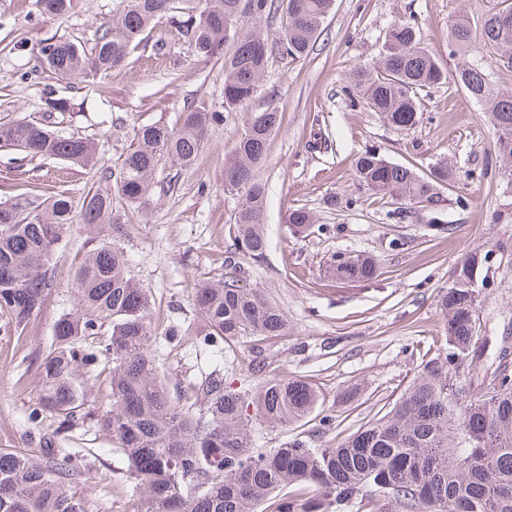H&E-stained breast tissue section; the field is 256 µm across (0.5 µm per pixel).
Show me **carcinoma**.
I'll list each match as a JSON object with an SVG mask.
<instances>
[{"instance_id": "carcinoma-1", "label": "carcinoma", "mask_w": 512, "mask_h": 512, "mask_svg": "<svg viewBox=\"0 0 512 512\" xmlns=\"http://www.w3.org/2000/svg\"><path fill=\"white\" fill-rule=\"evenodd\" d=\"M286 3L278 40L267 43L245 28L246 20L267 18ZM335 0H123L111 26L86 50L70 40L42 48L41 65L60 77L94 76L120 68L136 41L155 21L168 17L203 60L224 55V107L249 101L273 54H306L320 34ZM185 15L181 21L177 15ZM486 56H468L474 45ZM450 53L460 57L454 74L430 53L418 27L392 24L373 66L350 74L349 91L388 124L410 129L422 118V93L453 79L490 112L498 171L512 189V92L492 80L512 68V9L486 14L477 23L461 19L448 33ZM224 121L221 112L194 107L179 125L148 124L137 129L115 183L98 185L81 202L65 193L21 194L0 201V313L24 332L31 316L57 287L56 244L72 231L74 213L88 227L112 226V191L142 204L155 172L168 160L190 165L209 133ZM280 112L255 115L234 154L224 162V190L244 200L235 215L236 254L263 255L265 188L256 170L265 162ZM0 147L80 166L97 164L93 141L29 121H1ZM355 176L374 195L413 205L430 202L436 187L450 180L438 162L425 179L375 150L362 152ZM287 223L309 230L313 216L303 208L288 212ZM486 257L465 255L437 305L448 317L444 344L422 364L399 401L336 445L315 448L296 438L280 448L253 446V420L272 427L298 423L320 404L316 388L302 379L264 376L266 365L251 368L258 384L234 389L213 370L186 393L173 396L163 382L146 291L127 270L123 251L106 240L88 251L74 279L78 303L60 317L40 364L42 409L73 426L83 406L77 379L99 360L90 340L107 335L112 355V405L102 415L104 429L118 441L127 462L125 476L141 490L138 512H512V371L498 365L488 389L470 398L464 368L482 359L477 305ZM222 282L195 295L203 323L192 332L201 353H224V342L249 333L282 336L287 321L257 288L240 285L237 263L226 264ZM330 273L340 280L369 281L377 266L370 258L338 255ZM254 409L250 415L248 409ZM82 457L66 448H46L36 458L0 450V512H86L63 480L81 473Z\"/></svg>"}]
</instances>
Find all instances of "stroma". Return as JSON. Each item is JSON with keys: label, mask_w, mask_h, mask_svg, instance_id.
<instances>
[{"label": "stroma", "mask_w": 512, "mask_h": 512, "mask_svg": "<svg viewBox=\"0 0 512 512\" xmlns=\"http://www.w3.org/2000/svg\"><path fill=\"white\" fill-rule=\"evenodd\" d=\"M120 0H71L62 16L42 15L38 0H0V118L39 122L45 99L70 100L56 114L61 129L94 140L99 164L85 169L60 160L32 159L0 148V200L37 192L81 199L107 173L118 172L135 131L145 124L176 126L194 106L223 113L190 166L166 163L156 173L144 206L114 197L121 222L112 241L128 261L131 277L152 298V348L171 394L186 389L200 370L223 371L227 384H243L251 365L272 375L302 378L321 394L322 409L283 427L256 423V447L278 448L295 438L329 446L382 416L405 392L422 363L443 344L445 318L436 300L451 282L459 258L488 256L489 282L479 294L482 362L464 377L473 396L485 393L487 372L512 364V190L495 171L497 150L487 112L454 83L431 89L423 115L411 129L384 123L344 91L356 66L375 61L388 27L409 20L448 70V30L460 18L477 19L512 0H336L309 53L269 58L249 102L224 109V59L199 60L168 19L147 29L125 65L87 78H60L41 68L42 47L68 39L90 47L112 22ZM281 112L258 178L265 187V236L261 258L240 261L241 279L261 289L288 321L282 336L245 334L215 356H196L190 337L167 343L172 327L199 323L195 293L223 279L235 241L234 217L242 194L224 189V162L255 113ZM367 149L414 166L428 176L440 159L456 169L433 203L412 206L404 220L391 218L400 202L372 195L355 177V161ZM338 195L340 207L325 204ZM305 208L319 232L294 233L285 218ZM92 234L75 225L56 246L57 280L24 332L0 321V448L38 456L46 445L84 449L85 471L67 480L86 512H136L140 492L124 473L126 461L100 424L112 404L109 363L81 372L82 415L65 428L55 413L30 419L42 395L39 364L50 348L56 321L77 303L73 279ZM372 257L376 278L336 279L328 269L336 255ZM336 428L325 431L323 415Z\"/></svg>", "instance_id": "stroma-1"}]
</instances>
